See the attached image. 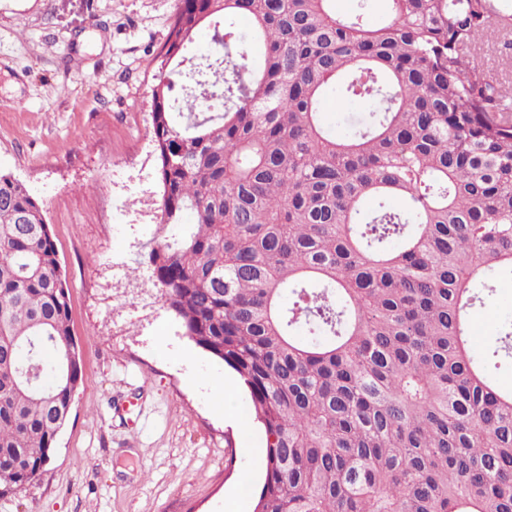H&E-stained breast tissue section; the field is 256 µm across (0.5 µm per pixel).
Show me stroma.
<instances>
[{
	"mask_svg": "<svg viewBox=\"0 0 512 512\" xmlns=\"http://www.w3.org/2000/svg\"><path fill=\"white\" fill-rule=\"evenodd\" d=\"M178 0H0V170L43 209L84 373L40 479L0 512H253L265 443L247 390L224 418L223 363L163 303L144 308L160 214L151 90ZM476 306L485 353L512 322V275Z\"/></svg>",
	"mask_w": 512,
	"mask_h": 512,
	"instance_id": "stroma-1",
	"label": "stroma"
}]
</instances>
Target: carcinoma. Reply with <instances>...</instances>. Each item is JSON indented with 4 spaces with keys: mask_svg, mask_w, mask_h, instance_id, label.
<instances>
[{
    "mask_svg": "<svg viewBox=\"0 0 512 512\" xmlns=\"http://www.w3.org/2000/svg\"><path fill=\"white\" fill-rule=\"evenodd\" d=\"M331 3L178 0L152 88L157 294L249 393L254 512H512V327L477 355L469 319L512 274V88L471 64L512 12L391 0L373 27ZM206 24L213 51L181 69ZM330 85L366 106L342 136ZM69 351L43 210L0 170V497L53 455L83 381L77 356L57 377ZM30 365L47 394L18 387ZM364 105L356 102L342 106L336 97L334 89H329L321 103V117L323 124L329 129L340 133L347 125L349 114L363 112Z\"/></svg>",
    "mask_w": 512,
    "mask_h": 512,
    "instance_id": "cac0c4a2",
    "label": "carcinoma"
}]
</instances>
